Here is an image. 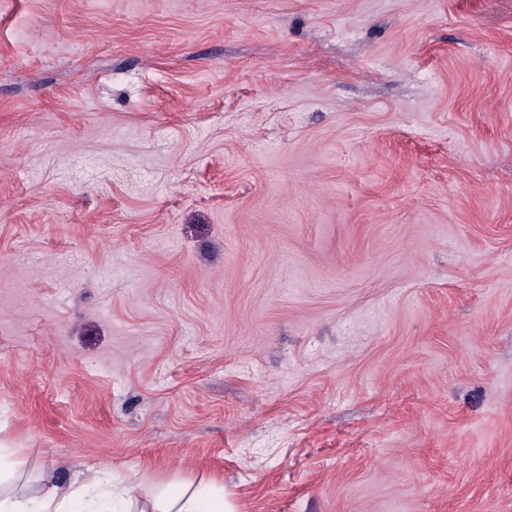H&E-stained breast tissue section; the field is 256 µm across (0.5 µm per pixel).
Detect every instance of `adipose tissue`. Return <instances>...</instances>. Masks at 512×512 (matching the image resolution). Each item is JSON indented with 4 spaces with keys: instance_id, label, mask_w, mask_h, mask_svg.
<instances>
[{
    "instance_id": "adipose-tissue-1",
    "label": "adipose tissue",
    "mask_w": 512,
    "mask_h": 512,
    "mask_svg": "<svg viewBox=\"0 0 512 512\" xmlns=\"http://www.w3.org/2000/svg\"><path fill=\"white\" fill-rule=\"evenodd\" d=\"M21 457L0 461V512H229L224 486L213 480L170 482L153 488L112 468L91 465L62 480L15 488Z\"/></svg>"
}]
</instances>
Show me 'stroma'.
<instances>
[{
  "label": "stroma",
  "instance_id": "stroma-1",
  "mask_svg": "<svg viewBox=\"0 0 512 512\" xmlns=\"http://www.w3.org/2000/svg\"><path fill=\"white\" fill-rule=\"evenodd\" d=\"M0 445L512 512V0H0Z\"/></svg>",
  "mask_w": 512,
  "mask_h": 512
}]
</instances>
